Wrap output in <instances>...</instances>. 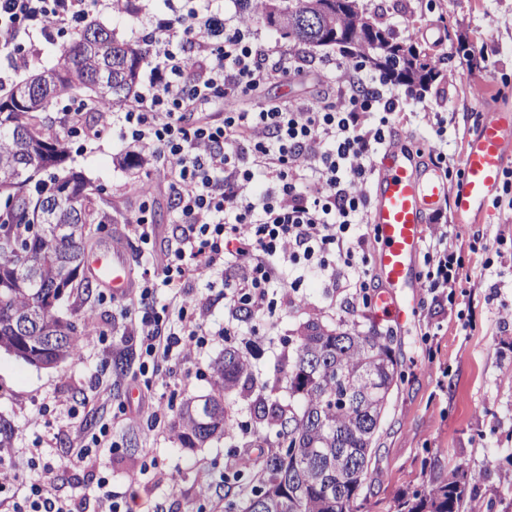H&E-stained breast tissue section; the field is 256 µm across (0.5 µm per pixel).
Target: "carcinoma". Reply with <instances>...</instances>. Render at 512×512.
<instances>
[{"instance_id":"cac0c4a2","label":"carcinoma","mask_w":512,"mask_h":512,"mask_svg":"<svg viewBox=\"0 0 512 512\" xmlns=\"http://www.w3.org/2000/svg\"><path fill=\"white\" fill-rule=\"evenodd\" d=\"M246 13L258 24L276 28L283 37L314 46L338 45L353 57L388 71L394 80L418 86L436 74V66L412 46L396 41L389 30L356 9L355 0H244ZM145 51L138 43L120 42L103 28L86 27L62 45L54 76L44 92L48 112L60 94L83 89L96 94L100 111L133 100ZM22 85L0 97V194L14 202L0 229L23 227L14 233L10 250H0V352L38 368L65 362L76 342L75 324L57 309H41L49 296L61 301L62 277L73 279L84 262L85 226L102 223V207L87 192L84 178L62 172L66 160L63 138L43 133L51 152L47 178L25 180L15 162L29 153L21 130L36 129L38 112L15 104ZM67 178V195L57 203L55 222L36 224L38 201L51 196L57 177ZM41 252L39 266L30 270L26 257ZM36 317L32 331L19 321ZM394 336L362 332L338 324H304L288 354V395L283 403L261 396L255 406L263 426L276 429V449L257 460L259 489L242 512H356L367 479L374 445L382 428L390 395L404 377L392 348ZM251 375L246 355L228 348L213 365V389L186 401L173 427L184 448H198L228 431L224 394ZM454 470L428 489L401 498L397 512H465L467 485Z\"/></svg>"}]
</instances>
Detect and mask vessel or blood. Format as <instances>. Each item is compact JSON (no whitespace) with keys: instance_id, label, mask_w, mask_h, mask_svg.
Wrapping results in <instances>:
<instances>
[{"instance_id":"1","label":"vessel or blood","mask_w":512,"mask_h":512,"mask_svg":"<svg viewBox=\"0 0 512 512\" xmlns=\"http://www.w3.org/2000/svg\"><path fill=\"white\" fill-rule=\"evenodd\" d=\"M511 150L512 113L501 107L482 114L477 132L466 140L464 175L453 194L441 172L422 165L408 145L396 144L384 151L370 216L381 243L375 274L386 284L374 297L380 316L402 326L416 313L417 262L430 213L448 204L457 223L469 224L481 217L500 191ZM126 253L124 240L117 237L111 247L87 256L94 277L116 299L126 297L136 286Z\"/></svg>"}]
</instances>
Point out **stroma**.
Here are the masks:
<instances>
[{
	"instance_id": "obj_1",
	"label": "stroma",
	"mask_w": 512,
	"mask_h": 512,
	"mask_svg": "<svg viewBox=\"0 0 512 512\" xmlns=\"http://www.w3.org/2000/svg\"><path fill=\"white\" fill-rule=\"evenodd\" d=\"M361 13L377 16L397 41L416 47L434 60L439 79L423 102L409 103L398 116V127L411 133L417 148L436 139L423 120L426 112L442 116L448 130V159L462 165L465 141L475 132L476 114L501 105L512 106V0H357ZM169 0H135L132 12L113 13L106 6L91 10L90 22L111 29L126 41L144 39L154 18L168 14ZM310 56L303 77L267 85L262 98L270 102L313 101L326 91L320 70L326 54L341 55L337 46L299 44ZM130 144L105 135L73 140L66 168L80 173L112 203V219L90 227V245L101 248L113 235L125 233L124 219L147 203L156 227L152 250L128 240L134 273L162 262L171 242L174 212L168 182L156 164L127 168L121 158ZM426 237H447L464 247L470 277L457 291L460 309L470 316L461 327L447 308L418 294V311L404 327L377 318L374 312H349L345 292L327 280L304 276L297 294L278 305L271 344L252 346V381L248 390L227 393L225 402L235 418L253 421L252 401L259 393L276 391L287 398L285 350L297 328L314 320L343 324L362 331H392L393 347L403 361L404 380L395 388L369 469L370 489L358 512H396L398 499L459 468L471 474L468 507L478 512H512V222L498 208L472 224L428 222ZM496 255L485 268L487 255ZM223 272L196 280L193 296L207 308L210 329L224 326ZM499 292H492L491 284ZM102 287L91 298L71 295L64 306L79 334L104 332L108 343L94 349L79 343L72 356L50 369L0 354V417L15 427L13 464L30 477L41 475L27 454L40 441L46 459L59 465L57 489L84 498L93 512L101 490L98 479L108 475L113 494L126 501L129 512H198L200 487H208L211 512L227 504L242 506L258 488V470L243 464L237 478L223 480L224 461L241 437H223L199 448L181 447L171 422L188 399L212 389L213 362L224 353L213 341L185 365L181 374L157 380L163 401L149 400L117 417L113 406L124 398L129 375L137 367L134 343L123 334L119 302L102 301ZM108 423L121 451L86 459L77 467L68 461L87 434Z\"/></svg>"
}]
</instances>
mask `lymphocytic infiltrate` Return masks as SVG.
Here are the masks:
<instances>
[{"mask_svg": "<svg viewBox=\"0 0 512 512\" xmlns=\"http://www.w3.org/2000/svg\"><path fill=\"white\" fill-rule=\"evenodd\" d=\"M99 0H0V51L10 68L23 67L27 39H52L78 28ZM150 78L130 103L116 108L104 131L145 145L168 178L181 234L160 268L143 271L134 299L132 330L138 346L134 378L152 392L163 365L204 349L212 335L199 304L181 308L171 328L159 288L187 287L205 272L229 266L224 307L232 317L224 333L238 335L249 320L253 339L270 329L269 290L281 264L318 271L348 290V308L371 305L373 276L366 252L371 234V158L395 133V118L424 88L399 89L384 72L326 58L337 80L313 102L244 107L265 85L304 70L303 58L279 45L259 43L246 14L226 20L218 11L171 7L156 18L148 49ZM217 103L216 118L191 120L199 105ZM263 192H255L256 179ZM420 280L438 303H454L468 274L461 249L447 238L430 242ZM52 464L28 481L0 448V494L27 484L11 512H83L78 498L55 492Z\"/></svg>", "mask_w": 512, "mask_h": 512, "instance_id": "1", "label": "lymphocytic infiltrate"}]
</instances>
